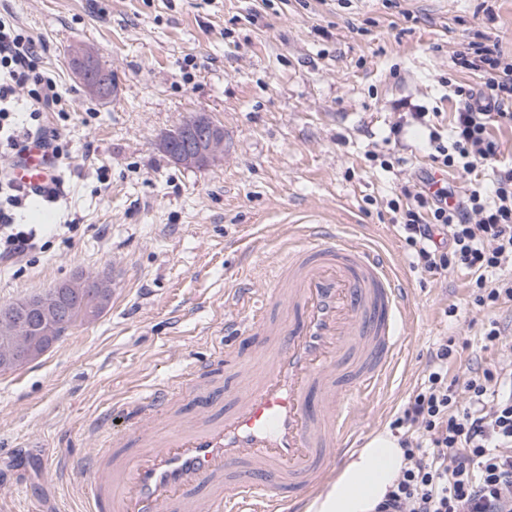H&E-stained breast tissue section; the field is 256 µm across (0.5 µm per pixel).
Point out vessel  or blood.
Masks as SVG:
<instances>
[{"mask_svg":"<svg viewBox=\"0 0 512 512\" xmlns=\"http://www.w3.org/2000/svg\"><path fill=\"white\" fill-rule=\"evenodd\" d=\"M48 152L33 146L14 178L39 187ZM226 344L186 375L125 404V429L103 415L85 463L90 512H301L334 463L360 448L357 397L387 382L413 307L391 258L315 223L289 236L261 295L235 289ZM267 337V358L243 371L245 346ZM231 368L241 380L222 416L170 424L187 381Z\"/></svg>","mask_w":512,"mask_h":512,"instance_id":"1","label":"vessel or blood"}]
</instances>
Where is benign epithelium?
I'll return each mask as SVG.
<instances>
[{"label": "benign epithelium", "instance_id": "benign-epithelium-1", "mask_svg": "<svg viewBox=\"0 0 512 512\" xmlns=\"http://www.w3.org/2000/svg\"><path fill=\"white\" fill-rule=\"evenodd\" d=\"M73 72L86 92L108 100L117 92L107 72L96 64L94 51L81 45L70 50ZM158 149L185 168H203L224 152V128L210 114L199 112L177 129L164 134ZM112 299V277L78 272L38 294L0 308V372H8L42 358L53 344L34 332L39 315L45 332L62 327L58 314L67 301H81L96 309Z\"/></svg>", "mask_w": 512, "mask_h": 512}]
</instances>
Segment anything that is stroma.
<instances>
[{
	"mask_svg": "<svg viewBox=\"0 0 512 512\" xmlns=\"http://www.w3.org/2000/svg\"><path fill=\"white\" fill-rule=\"evenodd\" d=\"M3 11L44 46L69 105L46 124L74 162L66 201L25 212L48 247L0 268V305L103 270L112 302L0 374V512H86L76 460L97 446L91 421L211 355L229 295L244 281L261 293L289 226L363 228L405 278L416 319L366 402L367 434L389 429L434 343L479 349L492 313L473 304L466 276L414 267L388 207L418 188L429 130L387 136L406 118L402 100L438 110L434 128L447 133L453 86L477 81L454 56L485 38L511 56L512 0H0ZM75 44L112 70L111 100L73 76ZM198 112L223 126L229 151L190 169L155 142Z\"/></svg>",
	"mask_w": 512,
	"mask_h": 512,
	"instance_id": "obj_1",
	"label": "stroma"
}]
</instances>
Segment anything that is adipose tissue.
Here are the masks:
<instances>
[{
  "label": "adipose tissue",
  "instance_id": "ef3b65f1",
  "mask_svg": "<svg viewBox=\"0 0 512 512\" xmlns=\"http://www.w3.org/2000/svg\"><path fill=\"white\" fill-rule=\"evenodd\" d=\"M403 465L397 437L387 430L377 432L311 500L307 512H376Z\"/></svg>",
  "mask_w": 512,
  "mask_h": 512
}]
</instances>
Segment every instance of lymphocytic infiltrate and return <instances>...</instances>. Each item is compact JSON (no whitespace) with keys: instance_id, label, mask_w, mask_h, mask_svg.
<instances>
[{"instance_id":"obj_1","label":"lymphocytic infiltrate","mask_w":512,"mask_h":512,"mask_svg":"<svg viewBox=\"0 0 512 512\" xmlns=\"http://www.w3.org/2000/svg\"><path fill=\"white\" fill-rule=\"evenodd\" d=\"M41 46L10 14L0 13V153L18 155L45 145L55 166L50 182L32 190L0 172V262L22 259L39 247L35 228L17 223L33 197L57 203L66 196L68 146L48 136L43 113L66 114L61 87L39 65ZM456 65L476 72V84L454 89L456 110L448 136L431 133L434 169L423 189L402 188L391 201L406 244L421 272L469 277L473 302L493 310L512 302V162L503 161L492 126H512V60L495 42H469ZM470 178L455 196L436 172ZM483 348L496 359L474 357L461 375L453 341L430 354L428 373L409 396L393 428L402 430L404 466L377 512H512V336L488 321Z\"/></svg>"}]
</instances>
